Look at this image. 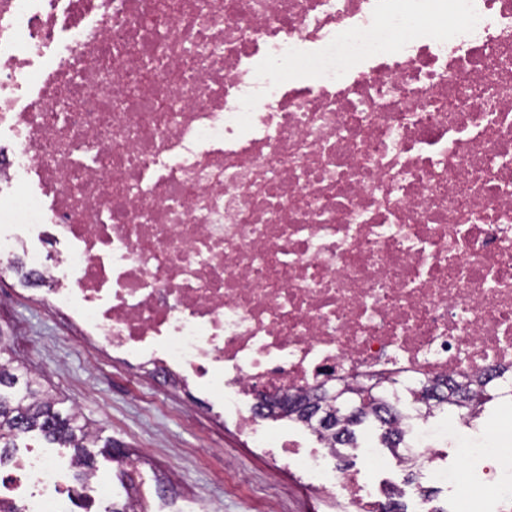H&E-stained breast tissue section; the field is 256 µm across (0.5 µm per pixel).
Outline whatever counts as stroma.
I'll return each instance as SVG.
<instances>
[{
  "mask_svg": "<svg viewBox=\"0 0 512 512\" xmlns=\"http://www.w3.org/2000/svg\"><path fill=\"white\" fill-rule=\"evenodd\" d=\"M38 285L20 290L0 275V334L5 352L31 370L61 409L79 412L94 433L90 451L110 480L109 501L124 507V462L155 478L148 512H348L343 497L324 492L310 475L278 467L275 456L252 447L234 421L217 415L205 397L190 398L142 381L125 359L85 345L62 314L45 310ZM371 446L386 460L368 480L384 501L391 488L409 494L425 484L369 426Z\"/></svg>",
  "mask_w": 512,
  "mask_h": 512,
  "instance_id": "1",
  "label": "stroma"
}]
</instances>
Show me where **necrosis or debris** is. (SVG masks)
<instances>
[{"label": "necrosis or debris", "mask_w": 512, "mask_h": 512, "mask_svg": "<svg viewBox=\"0 0 512 512\" xmlns=\"http://www.w3.org/2000/svg\"><path fill=\"white\" fill-rule=\"evenodd\" d=\"M4 269L380 512L331 448L296 453L239 402L512 365V0H0ZM452 433L455 467L421 437L406 459L453 512H493L512 411L485 443ZM107 483L0 459L12 512H76Z\"/></svg>", "instance_id": "obj_1"}]
</instances>
